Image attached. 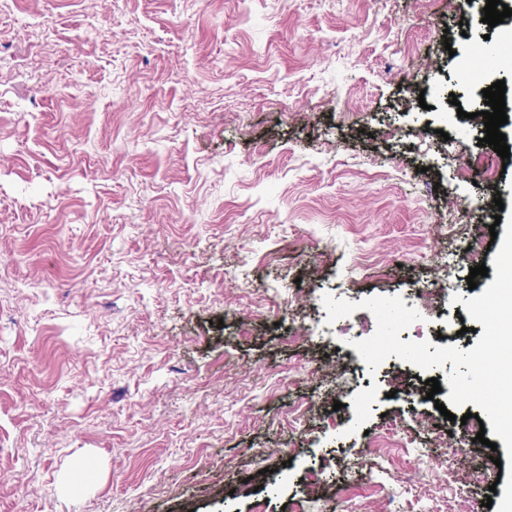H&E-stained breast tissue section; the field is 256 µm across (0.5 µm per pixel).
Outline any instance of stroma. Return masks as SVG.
<instances>
[{"label": "stroma", "mask_w": 512, "mask_h": 512, "mask_svg": "<svg viewBox=\"0 0 512 512\" xmlns=\"http://www.w3.org/2000/svg\"><path fill=\"white\" fill-rule=\"evenodd\" d=\"M482 38L512 44V17L0 0V512H282L313 470L330 484L307 512H424L444 468L417 505L388 483L428 425L496 480L505 446L458 439L475 405L451 422L426 397L451 365L389 362L393 392L322 303L428 285L423 334L475 346L457 250L492 264L512 210V158L471 175L483 89L512 101V61L458 78ZM360 456L372 480L348 477Z\"/></svg>", "instance_id": "stroma-1"}]
</instances>
